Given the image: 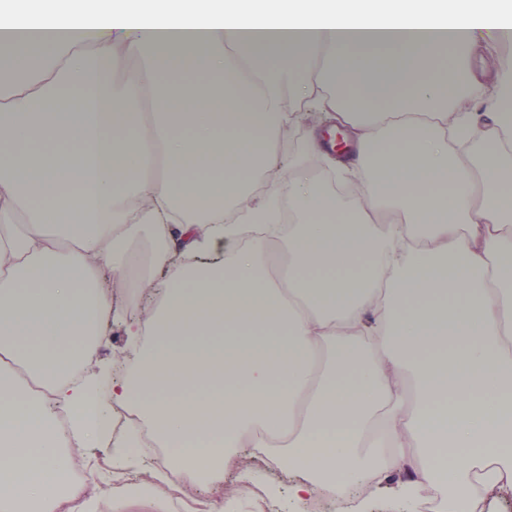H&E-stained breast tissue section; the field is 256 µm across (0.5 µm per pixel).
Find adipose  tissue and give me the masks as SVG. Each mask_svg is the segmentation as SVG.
I'll return each mask as SVG.
<instances>
[{"label":"adipose tissue","mask_w":512,"mask_h":512,"mask_svg":"<svg viewBox=\"0 0 512 512\" xmlns=\"http://www.w3.org/2000/svg\"><path fill=\"white\" fill-rule=\"evenodd\" d=\"M20 2L0 69L40 67L0 91V512H89L73 448L147 456L123 410L170 450L160 484L223 487L245 452L300 503L391 476L447 512L512 496V54L474 65L512 0ZM308 110L357 146L349 203L278 163ZM128 354L126 336L121 323L116 320L109 326L105 344L98 350L96 362L115 365Z\"/></svg>","instance_id":"1"}]
</instances>
